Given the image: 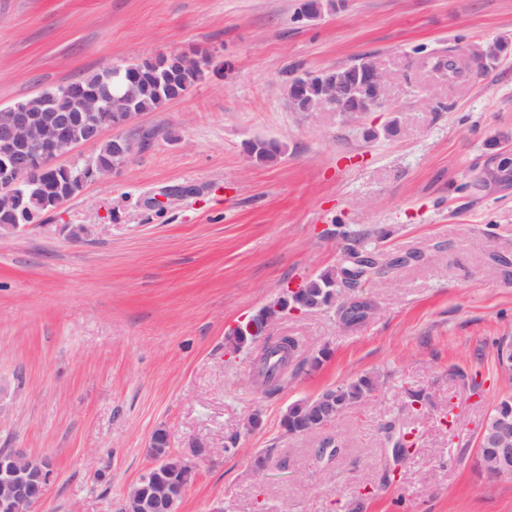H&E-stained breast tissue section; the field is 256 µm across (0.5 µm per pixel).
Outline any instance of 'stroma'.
Returning <instances> with one entry per match:
<instances>
[{"mask_svg": "<svg viewBox=\"0 0 512 512\" xmlns=\"http://www.w3.org/2000/svg\"><path fill=\"white\" fill-rule=\"evenodd\" d=\"M302 3L0 0V107L172 52L202 70L120 128L149 140L116 173L0 237V448L52 461L34 512H118L159 427L172 453L214 450L181 512H512V476L475 465L484 420L512 394L495 347L512 336V185L473 186L512 154V0H340L314 19ZM363 56L388 78L386 105L289 106L292 77ZM433 56L455 57L462 79ZM255 140L281 157L251 158ZM80 224L93 232L77 242ZM343 227L409 263L367 284L379 312L357 330L331 309L281 318L301 354L329 355L254 384L258 349L228 352V330L336 265ZM368 372L380 390L333 423L343 451L316 465L324 434L287 435L282 414ZM254 412L262 425L245 431ZM393 419L416 432L399 464L382 441Z\"/></svg>", "mask_w": 512, "mask_h": 512, "instance_id": "stroma-1", "label": "stroma"}]
</instances>
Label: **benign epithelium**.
I'll return each mask as SVG.
<instances>
[{"label": "benign epithelium", "instance_id": "1", "mask_svg": "<svg viewBox=\"0 0 512 512\" xmlns=\"http://www.w3.org/2000/svg\"><path fill=\"white\" fill-rule=\"evenodd\" d=\"M151 75L164 77L197 62L183 53L161 55L152 61ZM108 72L114 78L127 81L124 90L111 92L77 90L79 107L74 112H57L48 107L42 112H29L18 106L0 109V215L11 220L0 224V236L17 233L35 223L43 216L36 215L43 206L44 196L52 191L51 210L65 205L71 196L52 189L46 175L62 174L70 177L72 169L57 164V158L78 145H97L103 141L106 130L128 125L139 113L131 111V91L134 75L127 70L111 66ZM307 76H299L288 83V102L296 112H336L362 114L384 106L388 101V80L379 66L370 58H361V67L356 73L336 74L334 70L321 72L318 92L307 94ZM136 142L128 137H112V155L116 161L103 165L92 158L79 176V184L85 185L109 176L135 152ZM512 163L504 160L484 176L477 179L478 188H490L501 182L500 168ZM349 301L342 288H323L320 294L312 295L304 284L284 289L277 299L264 311L261 330L252 322L238 325L233 333L251 335L249 343L276 340L274 327L285 315L298 312H316L331 305ZM494 451L484 456L487 473L504 476L512 473V423L500 418L491 430ZM155 449L157 463H175L174 474L184 480L195 475V461L213 454L211 448H191L182 454L169 450V437L164 429L156 430L150 440ZM53 466L46 458H33L26 453L10 450L0 456V512H31L42 503L49 490ZM186 486H180L169 476L153 470L141 476L127 491L123 508L137 512H180Z\"/></svg>", "mask_w": 512, "mask_h": 512}]
</instances>
